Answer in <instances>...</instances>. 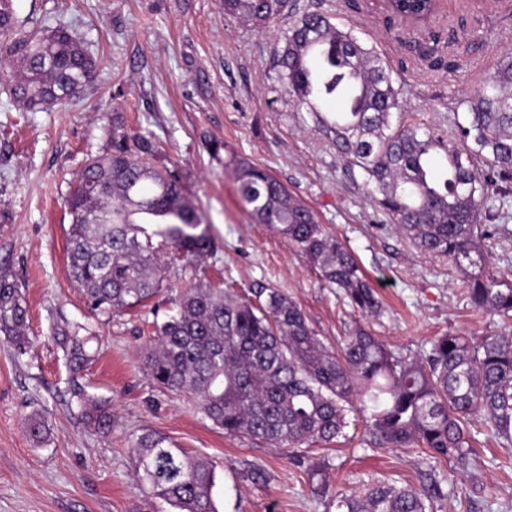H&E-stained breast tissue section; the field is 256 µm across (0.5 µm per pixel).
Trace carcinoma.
<instances>
[{
  "label": "carcinoma",
  "mask_w": 512,
  "mask_h": 512,
  "mask_svg": "<svg viewBox=\"0 0 512 512\" xmlns=\"http://www.w3.org/2000/svg\"><path fill=\"white\" fill-rule=\"evenodd\" d=\"M427 0L392 4L394 18L420 15ZM224 13L258 27L290 13L288 0H224ZM281 78L297 107L309 112L336 153L374 184L375 202L420 250L448 258L468 274L475 308L512 320V287L487 271L492 253L478 236L492 237L484 209L490 193L512 183V56L455 118L450 131L402 120L406 101L393 69L328 14L293 15L279 54ZM96 59L63 25L19 20L13 0H0V85L31 112L70 100L86 86ZM341 97L342 112L321 109ZM145 135L130 137L112 117L106 150L88 158L68 197L70 278L96 316L144 306L164 290L166 246L188 261L214 251L180 177L157 162ZM242 208L287 238L325 281L363 316L381 304L353 255L319 224L315 213L265 169L235 164ZM28 309L11 276L0 272V334L17 354L30 344ZM158 343L146 359L161 387L188 393L216 426L275 448L328 445L344 434L350 416L365 417L386 448L417 445L433 459L466 461L467 425L483 417L503 448H512V336L437 338L423 358L404 355L359 328L332 351L309 326L302 309L277 288L255 299L198 286L186 290L173 313L155 321ZM72 369L90 360L91 336L61 326L55 336ZM86 422L112 430L103 402L83 403ZM135 475L177 512H218L215 467L191 456L168 436L149 431L132 447ZM319 496H334L339 512H432V497L410 486L380 484L341 497L330 463L316 459L308 473Z\"/></svg>",
  "instance_id": "cac0c4a2"
}]
</instances>
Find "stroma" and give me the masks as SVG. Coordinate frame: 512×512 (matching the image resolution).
<instances>
[{
	"instance_id": "1",
	"label": "stroma",
	"mask_w": 512,
	"mask_h": 512,
	"mask_svg": "<svg viewBox=\"0 0 512 512\" xmlns=\"http://www.w3.org/2000/svg\"><path fill=\"white\" fill-rule=\"evenodd\" d=\"M14 9L31 23H64L98 68L77 96L46 112L25 111L0 90V269L26 302L31 341L20 356L0 335V512H171L134 476L131 447L148 431L215 466L219 512H337L308 481L320 447L278 450L224 433L191 395L148 375L155 308L98 318L73 287L66 199L87 158L107 148L113 114L129 134L152 137L217 242L203 261H172L161 311L199 284L240 295L273 287L328 347L360 327L413 356L445 334L512 336V322L476 311L465 273L402 237L372 202L364 171L298 110L277 63L289 19L259 29L226 15L222 0H14ZM296 9L331 15L390 61L409 124L447 128L512 55V0H440L422 23L392 21L387 0H297ZM238 159L269 170L353 253L384 304L380 316L355 313L318 267L240 208ZM491 206L495 235L483 245L493 272L512 285V194ZM60 325L96 336L95 358L79 373L55 339ZM80 392L110 406V434L85 423ZM35 412L48 428L40 444L25 428ZM471 432L475 451L461 470L419 447L378 445L363 423L350 425L329 452L333 486L350 495L377 482L411 485L429 490L434 512H512V448L499 447L482 422Z\"/></svg>"
}]
</instances>
